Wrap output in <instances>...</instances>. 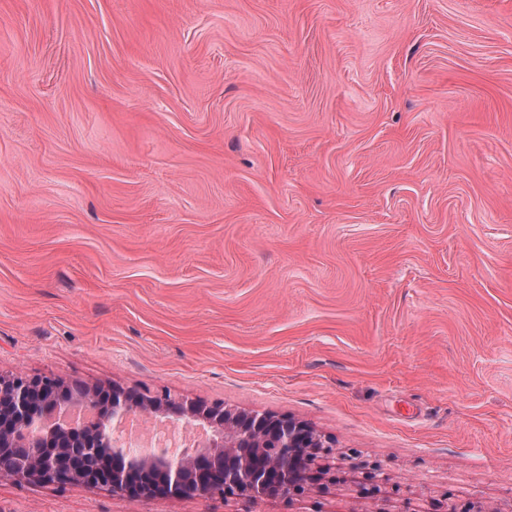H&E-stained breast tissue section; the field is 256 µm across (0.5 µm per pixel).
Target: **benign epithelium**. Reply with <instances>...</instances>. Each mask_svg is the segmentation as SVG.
Wrapping results in <instances>:
<instances>
[{
  "mask_svg": "<svg viewBox=\"0 0 512 512\" xmlns=\"http://www.w3.org/2000/svg\"><path fill=\"white\" fill-rule=\"evenodd\" d=\"M94 417L68 424L56 415L73 404ZM132 416L161 418L201 434L193 447L133 448L121 424ZM274 439L277 448L267 452ZM333 442L304 421L242 413L222 402L136 393L118 385L65 384L50 377L0 375V458L13 467L0 479L59 487H105L132 501L154 496L275 498L321 479L316 458Z\"/></svg>",
  "mask_w": 512,
  "mask_h": 512,
  "instance_id": "1",
  "label": "benign epithelium"
}]
</instances>
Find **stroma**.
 Returning a JSON list of instances; mask_svg holds the SVG:
<instances>
[{"mask_svg":"<svg viewBox=\"0 0 512 512\" xmlns=\"http://www.w3.org/2000/svg\"><path fill=\"white\" fill-rule=\"evenodd\" d=\"M16 372L336 453L302 495L2 479L0 512H512V0H0Z\"/></svg>","mask_w":512,"mask_h":512,"instance_id":"1","label":"stroma"}]
</instances>
